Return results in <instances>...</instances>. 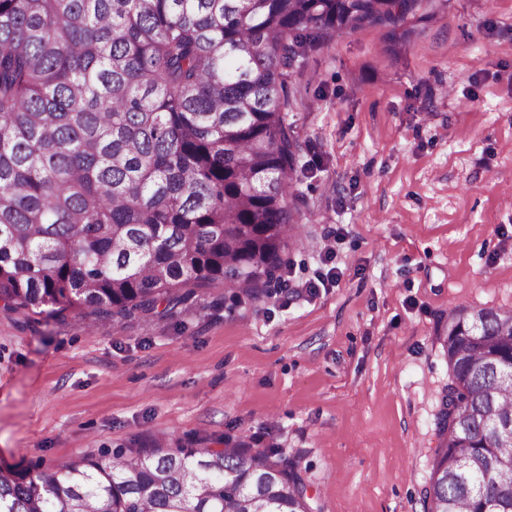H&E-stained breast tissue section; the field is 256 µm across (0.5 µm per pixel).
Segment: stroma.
<instances>
[{
    "label": "stroma",
    "instance_id": "1",
    "mask_svg": "<svg viewBox=\"0 0 512 512\" xmlns=\"http://www.w3.org/2000/svg\"><path fill=\"white\" fill-rule=\"evenodd\" d=\"M289 82L290 287L241 305L201 286L116 323L0 305V467L247 434L298 465L319 512H424L437 328L512 308V0H448L400 58L376 27L331 38Z\"/></svg>",
    "mask_w": 512,
    "mask_h": 512
}]
</instances>
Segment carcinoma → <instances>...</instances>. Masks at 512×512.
Returning <instances> with one entry per match:
<instances>
[{
	"label": "carcinoma",
	"mask_w": 512,
	"mask_h": 512,
	"mask_svg": "<svg viewBox=\"0 0 512 512\" xmlns=\"http://www.w3.org/2000/svg\"><path fill=\"white\" fill-rule=\"evenodd\" d=\"M448 0H0V301L171 316L253 305L302 238L288 75L366 27L407 53ZM450 378L426 512H512V309L437 331ZM0 512H312L271 452L118 448L0 468Z\"/></svg>",
	"instance_id": "1"
}]
</instances>
